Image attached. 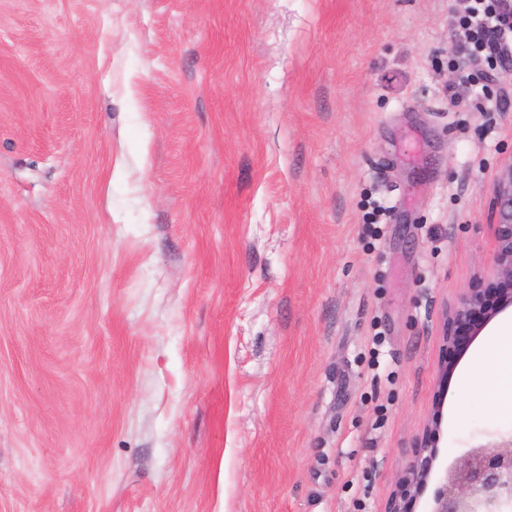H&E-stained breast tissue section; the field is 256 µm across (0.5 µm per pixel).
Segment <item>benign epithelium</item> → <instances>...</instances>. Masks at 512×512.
Wrapping results in <instances>:
<instances>
[{
	"label": "benign epithelium",
	"instance_id": "benign-epithelium-1",
	"mask_svg": "<svg viewBox=\"0 0 512 512\" xmlns=\"http://www.w3.org/2000/svg\"><path fill=\"white\" fill-rule=\"evenodd\" d=\"M492 211L499 245L486 276L495 287L464 293L446 314L445 342L451 357L439 367L441 390L456 366L457 354L499 313L512 309V160L495 180ZM443 408V401H437L426 437L401 472L399 495L389 512H407L403 502L424 494L433 475L436 483L425 512H503L512 503V437L479 443L450 464L439 446Z\"/></svg>",
	"mask_w": 512,
	"mask_h": 512
}]
</instances>
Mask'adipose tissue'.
Segmentation results:
<instances>
[{
  "instance_id": "ef3b65f1",
  "label": "adipose tissue",
  "mask_w": 512,
  "mask_h": 512,
  "mask_svg": "<svg viewBox=\"0 0 512 512\" xmlns=\"http://www.w3.org/2000/svg\"><path fill=\"white\" fill-rule=\"evenodd\" d=\"M461 388L480 392L491 408L512 391V322L502 323L486 339L479 358L462 368Z\"/></svg>"
}]
</instances>
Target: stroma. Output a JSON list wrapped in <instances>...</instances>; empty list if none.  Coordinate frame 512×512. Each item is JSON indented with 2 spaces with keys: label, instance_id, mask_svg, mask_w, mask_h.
Returning a JSON list of instances; mask_svg holds the SVG:
<instances>
[{
  "label": "stroma",
  "instance_id": "1",
  "mask_svg": "<svg viewBox=\"0 0 512 512\" xmlns=\"http://www.w3.org/2000/svg\"><path fill=\"white\" fill-rule=\"evenodd\" d=\"M460 8L0 0V512H388L512 159Z\"/></svg>",
  "mask_w": 512,
  "mask_h": 512
}]
</instances>
